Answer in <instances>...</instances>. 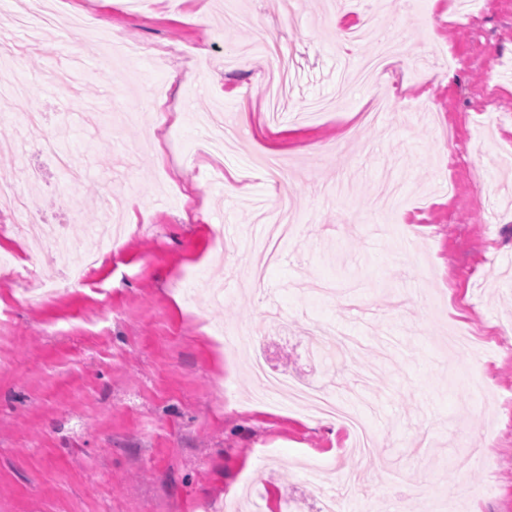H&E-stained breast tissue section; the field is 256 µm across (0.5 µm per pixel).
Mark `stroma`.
<instances>
[{
  "label": "stroma",
  "mask_w": 512,
  "mask_h": 512,
  "mask_svg": "<svg viewBox=\"0 0 512 512\" xmlns=\"http://www.w3.org/2000/svg\"><path fill=\"white\" fill-rule=\"evenodd\" d=\"M0 0V179L31 191L48 232L100 251L92 227L151 215L123 233L86 283L50 296L0 279V512H512V0H471L452 22L433 0H378L380 30L404 55L337 110L350 61L376 44L336 43L328 0H54V27L15 23ZM153 51L120 81L113 34ZM291 74L284 120L267 122L263 50ZM457 53L449 62V53ZM194 60L196 76L171 72ZM393 110L358 114L385 93ZM426 100L427 110L409 109ZM176 121L155 131L153 107ZM39 110L86 167L72 184L21 147L14 114ZM288 166L296 232L253 281L264 162ZM238 177L241 193L224 191ZM198 213L185 223L183 216ZM360 346L308 361L328 329ZM252 337L228 349L225 330ZM469 333L482 352L449 341ZM301 376L365 419L376 454L354 459L339 424L254 398L252 362ZM491 451L456 470L452 458ZM360 469L353 489L345 472ZM412 473L416 483L393 484Z\"/></svg>",
  "instance_id": "1"
}]
</instances>
